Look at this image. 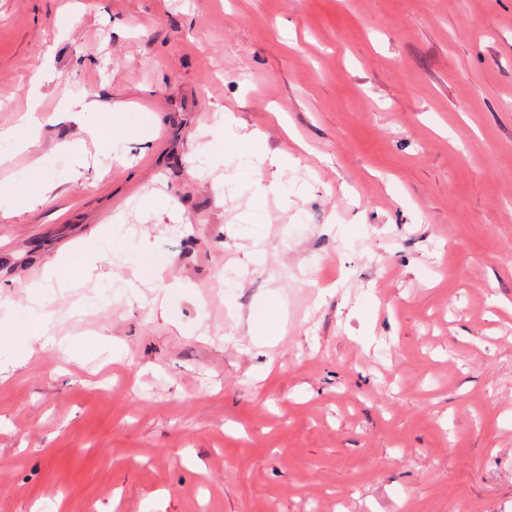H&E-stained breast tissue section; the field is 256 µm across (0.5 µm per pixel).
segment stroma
<instances>
[{"mask_svg": "<svg viewBox=\"0 0 512 512\" xmlns=\"http://www.w3.org/2000/svg\"><path fill=\"white\" fill-rule=\"evenodd\" d=\"M34 88L0 356L68 348L0 379V512H512V0H0V129ZM34 175L32 177V181L35 185L41 187L40 197L36 198L28 195L27 193H17L14 189L9 185H3L0 188V199L10 198L13 199L16 203V208L25 207L32 202L33 205H39L46 201L44 197L51 190V185L49 183V179L46 178L44 169L42 166H37L34 168ZM30 317L33 319L36 326V334L33 336L34 339L41 341L43 346L58 347L59 349L67 350L68 346L64 347V342L57 340L56 336L51 334L52 317L49 313L43 311L36 312L32 309ZM282 320V314H270L267 318H264L259 333L256 334L255 344L259 347L275 345L280 336Z\"/></svg>", "mask_w": 512, "mask_h": 512, "instance_id": "35a3bbf8", "label": "stroma"}]
</instances>
